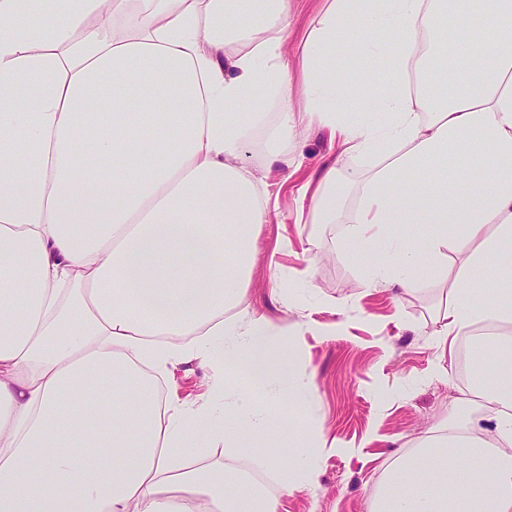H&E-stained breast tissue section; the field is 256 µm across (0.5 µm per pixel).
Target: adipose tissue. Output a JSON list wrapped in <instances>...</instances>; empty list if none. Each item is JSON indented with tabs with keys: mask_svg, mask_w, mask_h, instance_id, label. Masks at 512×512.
Wrapping results in <instances>:
<instances>
[{
	"mask_svg": "<svg viewBox=\"0 0 512 512\" xmlns=\"http://www.w3.org/2000/svg\"><path fill=\"white\" fill-rule=\"evenodd\" d=\"M19 3L0 0V512H278L245 474L187 464L194 440L262 455L288 488L316 479L302 417L258 452L255 394L284 410L305 391L275 328L231 315L269 215L243 156L299 162L298 125L372 160L354 206L332 166L310 211L347 225L363 287L418 288L454 253L440 336L512 324V0H324L295 63L294 0H53L37 23ZM345 43L361 83L336 70ZM368 239L388 251L361 257ZM484 357L370 512H512V353L493 386ZM191 360L243 365L244 395L158 398L144 368Z\"/></svg>",
	"mask_w": 512,
	"mask_h": 512,
	"instance_id": "1",
	"label": "adipose tissue"
}]
</instances>
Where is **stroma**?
I'll use <instances>...</instances> for the list:
<instances>
[{"label": "stroma", "mask_w": 512, "mask_h": 512, "mask_svg": "<svg viewBox=\"0 0 512 512\" xmlns=\"http://www.w3.org/2000/svg\"><path fill=\"white\" fill-rule=\"evenodd\" d=\"M296 140L301 167L247 159L271 194L241 308L287 328L298 349L294 371L310 389L303 413L324 446L317 481L280 492L278 512H368L389 456L414 448L468 388L460 354L439 347L438 312L449 284L436 279L409 293L359 287L361 267L342 256L345 225L294 218L301 185L317 186L324 166L339 164L345 176L364 160L338 158L325 128L298 132ZM217 380L228 388L245 383L235 369L189 361L163 388L211 400Z\"/></svg>", "instance_id": "35a3bbf8"}]
</instances>
